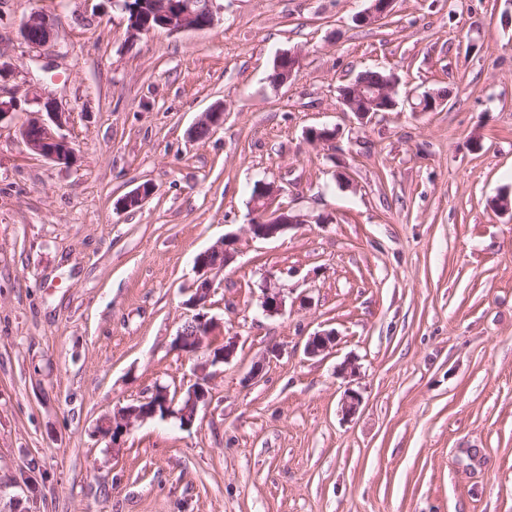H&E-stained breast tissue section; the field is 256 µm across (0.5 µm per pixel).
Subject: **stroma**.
Instances as JSON below:
<instances>
[{
	"label": "stroma",
	"mask_w": 512,
	"mask_h": 512,
	"mask_svg": "<svg viewBox=\"0 0 512 512\" xmlns=\"http://www.w3.org/2000/svg\"><path fill=\"white\" fill-rule=\"evenodd\" d=\"M217 4L212 28L131 42L106 0H0V512H512V0H396L372 25L368 0ZM35 11L55 34L31 48ZM287 50L302 67L273 85ZM366 70L401 100L362 125L338 89ZM426 91L445 105L412 111ZM43 95L71 115L72 164L20 138ZM334 126L336 154L309 138ZM262 179L311 223L251 239ZM227 233L208 313L237 348L211 403L113 453L102 414L194 383L172 341ZM323 330L334 347L306 356ZM35 32L38 33L37 39L33 38ZM19 35L21 42L32 48L43 46L54 37L53 20L47 14L39 11L32 12L22 22Z\"/></svg>",
	"instance_id": "obj_1"
}]
</instances>
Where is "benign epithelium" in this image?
<instances>
[{"mask_svg": "<svg viewBox=\"0 0 512 512\" xmlns=\"http://www.w3.org/2000/svg\"><path fill=\"white\" fill-rule=\"evenodd\" d=\"M370 6L359 16L363 25L375 24L388 15L395 0H369ZM112 6L123 14H132L128 22V38L134 40L147 30L158 28L177 33L189 30H204L215 23L214 0H207L206 9H200L194 0H149L147 15L139 16V9L133 6L132 0H112ZM156 20L157 26L151 25ZM22 43L32 47H40L54 37V23L49 15L39 11L32 12L19 28ZM302 66V56L298 52L284 51L274 60L275 72L280 74L278 82L288 81ZM400 84L399 77L390 72L379 81L369 84L354 78L339 88V109L345 114L353 115L362 125L368 123V117L379 112H393L398 107L397 95ZM421 104H411L415 112H434L445 103V97L433 92L419 96ZM39 109L19 129V135L31 152L58 164L72 161L75 151L71 141L60 130L69 121L70 113L59 109L56 101L50 97L37 99ZM223 112L212 110L205 112L194 128V134L201 130L208 131L220 125ZM339 128L323 127L309 132V138L331 150L336 149ZM156 192L151 183L138 185L123 199L124 209L143 206ZM283 187L275 182H258L257 191L253 195L251 224L248 233L253 239L268 240L280 237L289 229L309 222L310 216L295 214L281 207H274L277 198L282 194ZM238 237L230 234L215 242L209 249L200 253L195 261L198 279L192 289L187 306L194 310L177 332L172 346L188 357L201 352L208 353L207 359L193 365L195 382L188 388H180L170 392L166 386H157L152 396L146 397L136 404L119 407L112 412L103 414L96 421L95 431L104 439L115 440L117 434H123L136 424L157 415L163 418H174L183 428L194 425L200 406L212 397V384L215 377L221 374L219 367L232 357L236 341L224 344L219 350L213 346L211 338L219 335L223 325L207 313L209 301L214 292V276L230 265L237 253ZM261 309L267 316L280 314L284 310V299L280 291L262 288ZM336 341V333L332 330L323 331L309 337L305 345V354L309 357L318 356L331 349ZM362 403L361 394L353 389L345 392L342 400V412L353 415Z\"/></svg>", "mask_w": 512, "mask_h": 512, "instance_id": "7a95c632", "label": "benign epithelium"}]
</instances>
